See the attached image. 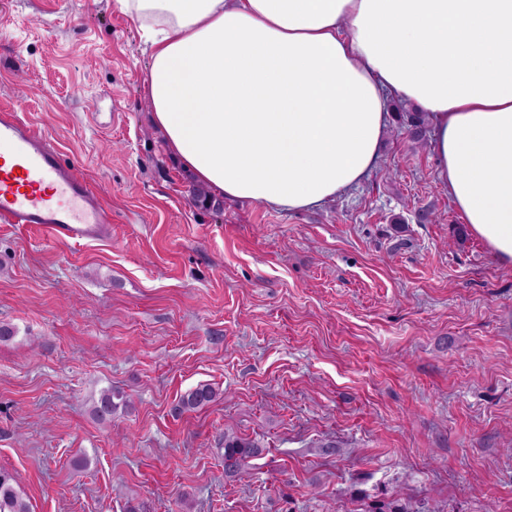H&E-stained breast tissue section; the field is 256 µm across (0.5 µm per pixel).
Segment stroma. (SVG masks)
Instances as JSON below:
<instances>
[{"label": "stroma", "mask_w": 512, "mask_h": 512, "mask_svg": "<svg viewBox=\"0 0 512 512\" xmlns=\"http://www.w3.org/2000/svg\"><path fill=\"white\" fill-rule=\"evenodd\" d=\"M148 62L117 0H0V108L112 210L80 244L0 224V468L32 512H512V267L458 237L424 112L392 102L377 167L316 209H215ZM111 386L131 406L102 424ZM228 434L263 445L248 473ZM217 396L215 389L208 383L198 384L182 396L174 408L176 413L192 411L211 403ZM261 448V445L255 440L225 435L224 474L235 476L246 471L250 459L261 454Z\"/></svg>", "instance_id": "stroma-1"}]
</instances>
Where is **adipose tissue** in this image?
Returning <instances> with one entry per match:
<instances>
[{"label":"adipose tissue","instance_id":"ef3b65f1","mask_svg":"<svg viewBox=\"0 0 512 512\" xmlns=\"http://www.w3.org/2000/svg\"><path fill=\"white\" fill-rule=\"evenodd\" d=\"M152 124L229 200L315 208L377 165L389 104L426 112L438 177L512 266V0H118Z\"/></svg>","mask_w":512,"mask_h":512}]
</instances>
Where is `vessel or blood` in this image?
Segmentation results:
<instances>
[{
	"instance_id": "1",
	"label": "vessel or blood",
	"mask_w": 512,
	"mask_h": 512,
	"mask_svg": "<svg viewBox=\"0 0 512 512\" xmlns=\"http://www.w3.org/2000/svg\"><path fill=\"white\" fill-rule=\"evenodd\" d=\"M0 222L38 230L52 241L88 242L112 234V211L76 161H64L52 139L17 111H0Z\"/></svg>"
}]
</instances>
